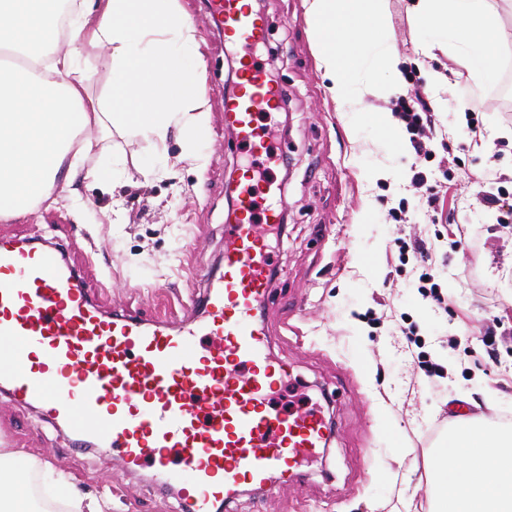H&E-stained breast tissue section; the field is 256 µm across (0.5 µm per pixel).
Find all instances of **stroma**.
Instances as JSON below:
<instances>
[{"instance_id":"1","label":"stroma","mask_w":512,"mask_h":512,"mask_svg":"<svg viewBox=\"0 0 512 512\" xmlns=\"http://www.w3.org/2000/svg\"><path fill=\"white\" fill-rule=\"evenodd\" d=\"M411 3L379 0L384 23L366 32L351 74L361 84L377 69L376 46L398 56L400 91L418 92L437 117L426 156L405 127L392 137L374 120L392 111L398 91L378 85L354 108L333 97L305 0L262 4L268 37L258 60L276 57L274 79L288 93L287 111L257 118L287 200L262 318L271 353L331 434L303 480L248 490L225 512H425L435 433L460 408L489 425L512 414V223L479 197L498 191L512 202V79L474 80L447 30L419 24ZM177 5L194 27V43L173 49L200 62L201 135L173 128L159 144L113 136L84 164L109 170L108 180L57 184L53 206L0 221L1 238L61 245L102 311L150 323L182 316L202 295L196 268L222 271L227 185L246 151L224 125L225 56L245 50L211 22L205 0ZM420 171L423 189L413 184ZM430 366L442 374L436 390L426 383ZM0 448L49 462L71 492L105 497L108 512H182L149 471H126L104 446L78 447L37 408L2 393Z\"/></svg>"}]
</instances>
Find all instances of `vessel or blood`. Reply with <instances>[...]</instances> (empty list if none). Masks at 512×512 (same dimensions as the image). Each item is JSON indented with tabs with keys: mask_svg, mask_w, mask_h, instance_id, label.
<instances>
[{
	"mask_svg": "<svg viewBox=\"0 0 512 512\" xmlns=\"http://www.w3.org/2000/svg\"><path fill=\"white\" fill-rule=\"evenodd\" d=\"M208 6L246 44L265 43L263 18L243 0ZM244 80L224 119L258 154L255 121L273 87L253 63ZM236 209L223 272L197 269L203 301L177 325L104 314L85 274L58 251L0 244V385L75 440L105 441L127 469H150L163 485L187 478V512H212L244 484L300 479L327 443L321 416L274 402L288 367L270 354L258 312L269 291L265 230L282 211L259 209L251 184Z\"/></svg>",
	"mask_w": 512,
	"mask_h": 512,
	"instance_id": "obj_1",
	"label": "vessel or blood"
}]
</instances>
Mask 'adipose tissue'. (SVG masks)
Returning a JSON list of instances; mask_svg holds the SVG:
<instances>
[{
	"label": "adipose tissue",
	"mask_w": 512,
	"mask_h": 512,
	"mask_svg": "<svg viewBox=\"0 0 512 512\" xmlns=\"http://www.w3.org/2000/svg\"><path fill=\"white\" fill-rule=\"evenodd\" d=\"M175 0H99L87 10L76 0L67 37L58 31L55 0H0V48L32 57L33 67L0 75V221L50 200L58 181L72 182L68 154L88 159L96 132L164 141L179 113L195 108L196 73L171 45L190 42L194 30ZM375 0H307L308 21L330 90L349 106L364 91L351 82L354 35L376 27ZM422 23L448 30L463 45L460 67L481 79L497 67L499 18L488 0H415ZM65 52H58L60 43ZM107 49L114 77L99 96L79 60L90 48ZM448 445L453 462L429 474L432 512H512V428L459 422ZM37 458L0 448V512H30L27 475Z\"/></svg>",
	"instance_id": "ef3b65f1"
}]
</instances>
